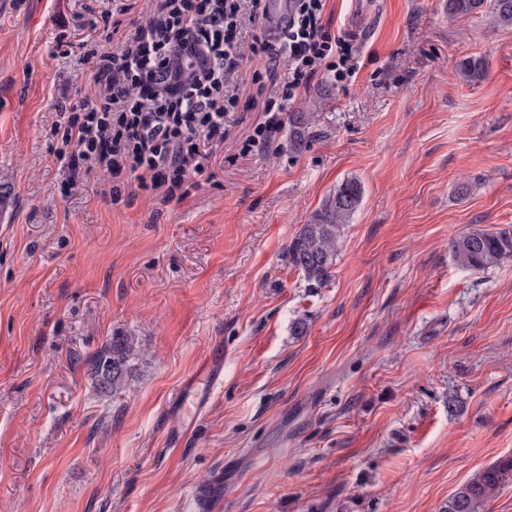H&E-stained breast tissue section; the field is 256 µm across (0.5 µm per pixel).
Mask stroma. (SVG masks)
Returning <instances> with one entry per match:
<instances>
[{
	"label": "stroma",
	"instance_id": "stroma-1",
	"mask_svg": "<svg viewBox=\"0 0 512 512\" xmlns=\"http://www.w3.org/2000/svg\"><path fill=\"white\" fill-rule=\"evenodd\" d=\"M117 8L0 0V512H199L201 486L208 512H443L512 457V260L448 251L512 230V27L327 0L361 69L290 104L311 110L302 148L287 126L247 156L230 136L212 180L163 205L53 154ZM472 56L487 76L469 85ZM348 178L362 204L309 287L286 248ZM123 334L131 380L98 392L88 360ZM448 248L458 266L485 269L512 258V231L474 228L452 238Z\"/></svg>",
	"mask_w": 512,
	"mask_h": 512
}]
</instances>
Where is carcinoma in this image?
Here are the masks:
<instances>
[{
    "instance_id": "obj_1",
    "label": "carcinoma",
    "mask_w": 512,
    "mask_h": 512,
    "mask_svg": "<svg viewBox=\"0 0 512 512\" xmlns=\"http://www.w3.org/2000/svg\"><path fill=\"white\" fill-rule=\"evenodd\" d=\"M444 7L451 18L472 17L487 11L495 24L512 27V0H444ZM458 71L464 81L473 84L486 75V64L481 58L470 57L460 61ZM288 122L294 144H301L308 113L291 112ZM362 200L360 182L353 178L344 180L288 243V263L303 273L309 285L321 286L329 279L343 229L351 223ZM448 248L458 266L485 269L512 258V231L473 228L452 238ZM136 351L135 337H112L93 358V387L104 393L121 389L129 378L130 360L135 358ZM508 484H512V457L477 471L460 484L444 512H481L487 500Z\"/></svg>"
}]
</instances>
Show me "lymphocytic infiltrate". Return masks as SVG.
I'll list each match as a JSON object with an SVG mask.
<instances>
[{
    "instance_id": "lymphocytic-infiltrate-1",
    "label": "lymphocytic infiltrate",
    "mask_w": 512,
    "mask_h": 512,
    "mask_svg": "<svg viewBox=\"0 0 512 512\" xmlns=\"http://www.w3.org/2000/svg\"><path fill=\"white\" fill-rule=\"evenodd\" d=\"M148 2L132 27L113 21L117 45L97 55L90 93L59 113L51 133L74 146L57 154L63 167L127 178L165 204L199 188L239 123L244 82L259 115L239 141L247 155L270 143L318 75L346 84L360 69L353 36L325 18L327 0H288L272 33L268 0Z\"/></svg>"
}]
</instances>
